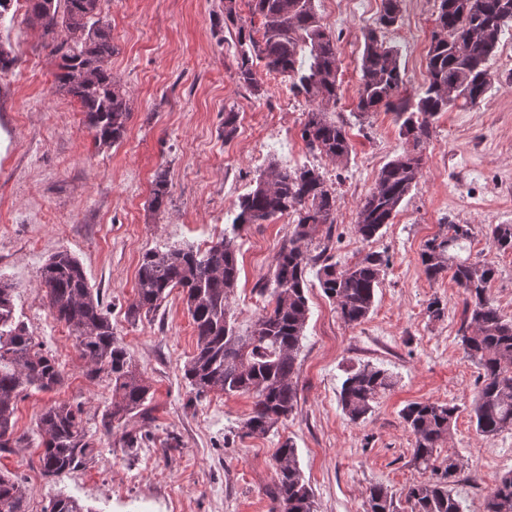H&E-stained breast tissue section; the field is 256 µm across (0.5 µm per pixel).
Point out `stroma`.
<instances>
[{
	"instance_id": "1",
	"label": "stroma",
	"mask_w": 512,
	"mask_h": 512,
	"mask_svg": "<svg viewBox=\"0 0 512 512\" xmlns=\"http://www.w3.org/2000/svg\"><path fill=\"white\" fill-rule=\"evenodd\" d=\"M236 26L224 24V0H101L115 52L109 62L126 90L131 115L119 145L96 144L80 103L56 90L59 59L32 17L29 0H11L0 17V45L15 66L0 72V278L13 284L17 316L64 369L62 384L31 391L17 403L20 443L0 451V471L21 480L28 512L69 495L93 512H270L273 454L285 438L296 444L300 468L317 512H365L369 487L381 484L405 512V493L423 478L412 459L413 436L400 412L414 401L448 402L460 411L445 446L459 462L451 484L466 512H481L498 479L512 471V430L493 438L476 433L471 404L481 385L461 346L463 299L450 277L427 280L419 264L424 243L443 224L470 225L467 256L492 263L490 295L512 316V254L491 248L490 224H512V28L490 61L493 90L478 105L441 113L423 150L419 182L393 224L363 244L354 231L357 207L380 169L402 153L405 140L391 112L358 116L363 35L374 28L381 0H315L318 15L339 38L340 91L331 119L346 123L352 153L347 166L309 152L301 137L311 102L286 82L272 84L256 64L258 86L240 84L237 25H250V0H236ZM435 0H401L398 24L384 32L400 54L409 92L426 80V54ZM237 112L234 139L224 137V114ZM262 139L259 160L240 155L225 165L239 140ZM319 169L336 191L337 220L312 252L340 262L373 250L389 258L375 303L358 326H346L314 274L305 290L309 319L298 357V406L264 437L245 435L249 395L210 394L194 401L181 368L196 347L183 297L172 293L153 313L130 320L136 274L148 250L171 244L204 248L224 232L227 214L270 163ZM167 171V204L152 209L158 171ZM293 217L251 224L242 233L240 279L231 309L249 329L267 304L261 287L287 240ZM69 251L99 288L116 338L150 387L151 421L134 419L101 432L112 400L107 374L88 379L74 336L51 314L40 271ZM444 315L431 319L430 301ZM371 363L397 375L367 419L352 423L339 391L347 370ZM54 402L81 405L97 443L94 457L54 478L39 466L37 421ZM146 438L134 453L121 448L123 431Z\"/></svg>"
}]
</instances>
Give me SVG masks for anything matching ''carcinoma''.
<instances>
[{
  "label": "carcinoma",
  "instance_id": "carcinoma-1",
  "mask_svg": "<svg viewBox=\"0 0 512 512\" xmlns=\"http://www.w3.org/2000/svg\"><path fill=\"white\" fill-rule=\"evenodd\" d=\"M378 27L364 34L360 59L357 111L383 107L395 114L400 132L412 150L395 156L379 171L374 186L360 201L355 233L363 243L381 235L393 223L398 208L422 176L421 148L430 138L432 121L448 108L479 104L492 90L489 62L504 30L512 26V0H440L426 55L423 89L405 90L396 49L384 44L379 32L397 24L400 0H382ZM260 18L257 38L237 29V79L258 86L254 63L288 78L289 90L316 104L307 112L302 138L312 153L345 166L352 152L344 124L327 115L336 104L340 59L337 39L321 22L314 0H251ZM44 34L52 36V52L61 55L55 85L76 97L96 143L120 142L130 116L127 94L114 81L108 62L114 48L100 16L99 0H31ZM169 194L166 171L154 180L152 207L160 209ZM224 235L205 249L173 245L147 251L141 259L136 297L128 315L136 320L158 308L173 289H181L196 336V349L183 364V379L195 399L211 393L249 394L254 403L244 421L246 434L265 437L292 415L298 403V357L309 307L306 273L316 278L336 304L348 326L361 324L371 312L388 256L368 251L350 263L312 254L307 244L320 232L330 235L335 223L336 192L314 167L289 169L271 165L254 189L235 205ZM293 215L294 228L272 263L270 279L260 289L270 301L250 329L240 333L230 319L239 269L241 232L249 224ZM486 236L502 253L512 252V224H490ZM471 237L467 224L445 225V232L428 240L419 261L426 278L446 273L463 290L467 326L462 330L465 354L481 370L482 385L472 407L476 431L494 438L512 430V317L493 303L489 286L496 275L491 263L472 262L458 251ZM49 307L72 330L76 347L94 380L105 372L112 381V402L100 425L107 435L114 424L145 417L150 388L118 343L100 290L92 285L80 260L66 251L51 256L41 269ZM14 287L0 280V450L11 448L16 406L31 389L51 391L63 380V369L43 351L27 325L16 320ZM397 383L388 370L366 363L351 368L342 381L339 402L353 423L367 418L380 395ZM459 406L413 402L401 417L414 441L415 464L430 477L409 487L411 512H463L449 490L456 459L437 465L451 434ZM43 448L41 473L56 477L92 458L95 443L88 435L80 406L52 403L39 416ZM277 480L268 491L271 512H316L314 492L299 466L295 442L286 438L275 452ZM0 512H26V491L13 476L0 472ZM45 512H91L79 500L58 497ZM366 512H397L393 495L382 485L369 488ZM484 512H512V474L503 476L487 494Z\"/></svg>",
  "mask_w": 512,
  "mask_h": 512
}]
</instances>
